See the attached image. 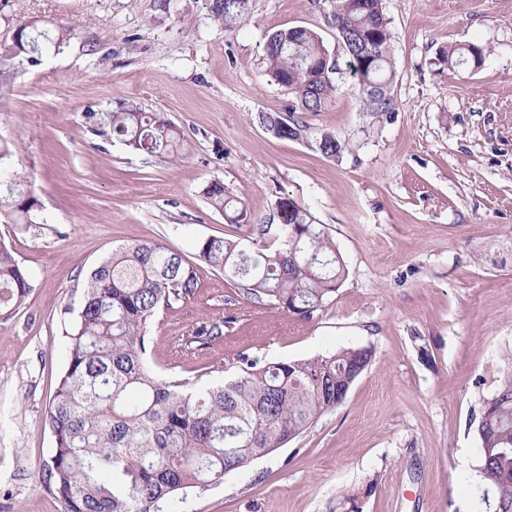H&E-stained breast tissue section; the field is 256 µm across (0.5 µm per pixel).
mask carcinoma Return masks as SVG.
Listing matches in <instances>:
<instances>
[{"mask_svg": "<svg viewBox=\"0 0 512 512\" xmlns=\"http://www.w3.org/2000/svg\"><path fill=\"white\" fill-rule=\"evenodd\" d=\"M248 10L249 0L211 3L214 17L229 26L243 22ZM332 17L345 66L366 77L347 90L363 111L392 118L395 70L384 0H336ZM327 52L308 27L268 37L267 69L296 98L292 112L262 116L276 137L301 138L305 126L294 113L321 112L342 91L339 74L324 69ZM489 54L490 47L471 42L440 49L437 61L479 68ZM106 124L113 138L136 151L186 150L158 112L124 106L108 113ZM317 143L327 158L351 149L334 133ZM204 195L230 223L249 224L268 237L254 249L224 237L197 243L198 259L221 271L247 300L309 318L341 286L347 275L341 254L326 227L293 199L278 201L287 211L274 224L253 216L219 182ZM197 286L196 265L159 242L117 249L91 270L68 336L67 362L46 408L54 438L46 482L64 512H173L175 501L223 483L227 474L303 434L344 401L345 381L357 379L371 362V350L347 348L261 368L241 355L238 373L217 386L203 378L222 372L221 365L192 378L159 375L147 361L157 314L192 297ZM30 291L27 274L0 241V315L19 309ZM223 337L224 320L206 321L172 355ZM477 434L480 512H512V353L504 358L496 390L483 401Z\"/></svg>", "mask_w": 512, "mask_h": 512, "instance_id": "obj_1", "label": "carcinoma"}]
</instances>
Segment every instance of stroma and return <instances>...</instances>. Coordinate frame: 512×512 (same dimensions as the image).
Masks as SVG:
<instances>
[{
  "mask_svg": "<svg viewBox=\"0 0 512 512\" xmlns=\"http://www.w3.org/2000/svg\"><path fill=\"white\" fill-rule=\"evenodd\" d=\"M332 2L250 0L228 27L211 0H0V45L23 21L73 29L34 58L0 59V174L35 200L28 222L0 209V239L31 283L0 315V512H63L45 481V408L90 270L143 241L192 259L201 239L251 237L209 205L215 181L256 216L282 197L307 206L348 276L302 318L199 264L195 295L155 321L151 366L191 376L241 353L260 366L346 348L373 357L339 407L179 512H478L476 427L512 350V0H385L393 119L343 92L303 114L304 138H277L260 116L295 97L264 45L305 26L338 50ZM470 42L492 48L480 68L436 62ZM128 105L164 113L188 152L151 156L99 134ZM324 130L353 153L324 157ZM212 319L223 339L175 361Z\"/></svg>",
  "mask_w": 512,
  "mask_h": 512,
  "instance_id": "1",
  "label": "stroma"
}]
</instances>
